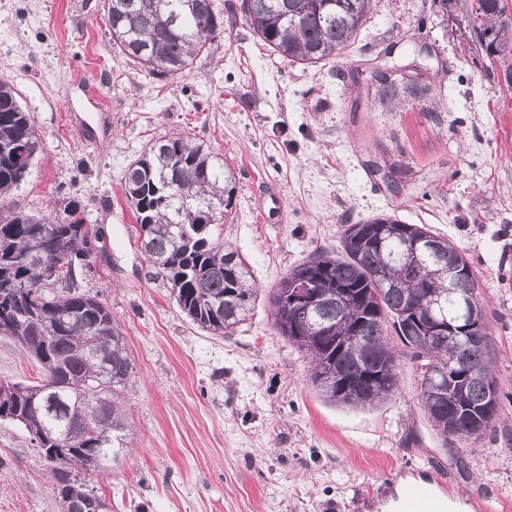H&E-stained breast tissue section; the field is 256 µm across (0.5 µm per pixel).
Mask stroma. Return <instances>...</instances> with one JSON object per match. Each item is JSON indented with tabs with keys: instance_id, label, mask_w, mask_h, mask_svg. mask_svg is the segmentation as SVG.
Segmentation results:
<instances>
[{
	"instance_id": "1",
	"label": "stroma",
	"mask_w": 512,
	"mask_h": 512,
	"mask_svg": "<svg viewBox=\"0 0 512 512\" xmlns=\"http://www.w3.org/2000/svg\"><path fill=\"white\" fill-rule=\"evenodd\" d=\"M224 38L182 78L147 76L114 53L101 0H0V79L10 80L43 148L13 194L27 212L76 200L105 236L78 278L99 295L134 366L123 390L127 446L89 483L108 512H380L405 479L432 469L455 507L512 503V88L474 56L464 27L434 0H374L356 38L316 67L284 60L250 34L240 0ZM419 63L426 100L380 103L375 67ZM99 87L112 137L80 138L64 97L74 76ZM180 132L235 172L223 238L259 288L234 335L194 325L140 248L121 189L126 166ZM284 200L266 223L268 190ZM387 213L455 243L486 300L501 418L477 442L444 444L409 361L398 392L373 408L326 402L310 364L278 336L268 294L345 225ZM43 373L0 336V380ZM0 512H62L31 435L0 420Z\"/></svg>"
}]
</instances>
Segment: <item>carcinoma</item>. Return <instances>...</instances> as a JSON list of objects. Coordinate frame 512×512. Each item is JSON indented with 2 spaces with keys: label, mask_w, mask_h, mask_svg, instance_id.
<instances>
[{
  "label": "carcinoma",
  "mask_w": 512,
  "mask_h": 512,
  "mask_svg": "<svg viewBox=\"0 0 512 512\" xmlns=\"http://www.w3.org/2000/svg\"><path fill=\"white\" fill-rule=\"evenodd\" d=\"M251 35L290 63L315 66L335 57L356 36L371 0H241ZM112 45L153 78L174 79L224 36V11L215 0H102ZM464 16L470 51L504 64L512 87V18L506 0H474ZM429 85L405 77L378 79L382 103L422 99ZM41 142L17 93L0 79V290L13 311L0 317V335L16 339L40 364L44 378L0 397V412L17 417L36 441L58 494L98 474L125 448L127 422L118 396L133 364L112 311L79 289L50 287L47 271L62 260L90 262L103 230L86 223L79 202L47 214L15 207L9 194L29 173ZM234 171L202 142L175 134L156 140L132 161L122 190L148 264L166 279L181 311L201 329L231 336L246 321L257 293L250 269L224 244L220 224L229 215ZM428 238L432 252L407 256L406 243ZM326 290L338 285L347 302L318 303L314 318L329 336L288 333L284 296L298 280ZM487 317L473 270L448 238L425 224L380 214L350 224L338 253L319 251L292 267L269 296L278 335L312 365L310 382L326 402L371 408L397 391L399 361L409 359L430 390L420 391L429 420L443 439L481 440L500 420L489 327L477 339L466 331L469 303ZM445 317L452 329L430 336L421 325ZM397 343H392L389 333ZM464 376L459 402L450 386ZM106 403L88 408L87 396Z\"/></svg>",
  "instance_id": "obj_1"
}]
</instances>
